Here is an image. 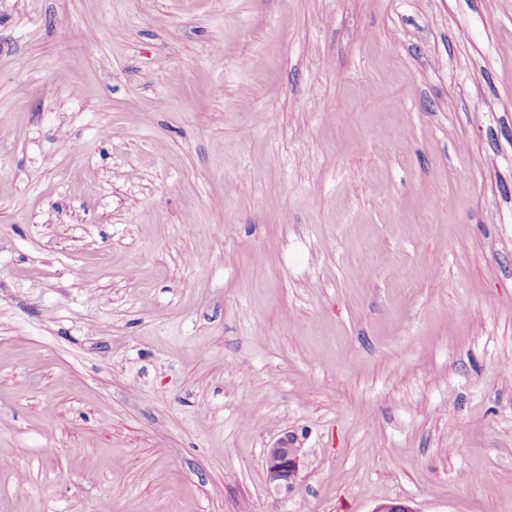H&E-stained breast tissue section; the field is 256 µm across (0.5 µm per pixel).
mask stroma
<instances>
[{
	"label": "stroma",
	"instance_id": "1",
	"mask_svg": "<svg viewBox=\"0 0 512 512\" xmlns=\"http://www.w3.org/2000/svg\"><path fill=\"white\" fill-rule=\"evenodd\" d=\"M508 359L512 0H0V512H512ZM304 454V449L292 446L288 435L264 449V469L269 491L288 494L294 490Z\"/></svg>",
	"mask_w": 512,
	"mask_h": 512
}]
</instances>
